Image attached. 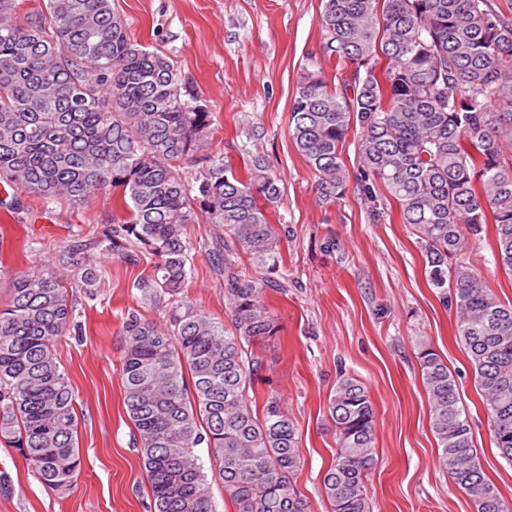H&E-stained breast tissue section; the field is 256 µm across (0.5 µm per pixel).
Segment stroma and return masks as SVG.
Listing matches in <instances>:
<instances>
[{
    "mask_svg": "<svg viewBox=\"0 0 512 512\" xmlns=\"http://www.w3.org/2000/svg\"><path fill=\"white\" fill-rule=\"evenodd\" d=\"M129 32L149 49L169 55L189 75L208 111L218 115L225 152L236 132L254 123L257 148L281 174L284 288L264 300L278 332L253 345L261 364L257 403L277 395L296 424L303 457L297 486L312 512H328L323 475L336 453L328 405L339 371L364 383L375 412L377 462L367 493L373 512H476L474 503L439 463L430 403L417 359L427 342L453 373L470 416L483 467L512 500V463L492 442L486 410L467 356L457 343L456 312L429 288L424 256L395 201L371 209L356 189L331 204L316 192L317 177L297 151L288 123L300 76L321 55V0H114ZM12 212L0 207V304L10 298L12 275L57 261L81 241L93 242L112 222V200L98 194L73 204L46 205L20 193ZM192 246L188 298L211 317L230 322L224 279L214 269L209 224L187 229ZM492 239L476 241L463 256L499 299L512 303V276L493 264ZM98 280L81 288L69 268L64 285L78 322L55 352L76 393L81 470L70 491L44 488L13 448L0 445V471L10 477L0 512H151L153 505L135 429L125 412L120 374L122 317L135 308L165 323L163 309L140 303L137 280L150 255L133 260L97 258Z\"/></svg>",
    "mask_w": 512,
    "mask_h": 512,
    "instance_id": "35a3bbf8",
    "label": "stroma"
}]
</instances>
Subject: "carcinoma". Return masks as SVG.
<instances>
[{
  "label": "carcinoma",
  "mask_w": 512,
  "mask_h": 512,
  "mask_svg": "<svg viewBox=\"0 0 512 512\" xmlns=\"http://www.w3.org/2000/svg\"><path fill=\"white\" fill-rule=\"evenodd\" d=\"M25 2L0 0V185L46 204L109 190L112 224L95 248L123 261L134 244L154 257L136 288L168 323L128 310L120 358L154 512H213L201 446L235 512H311L288 411L271 395L257 415L246 397L258 377L249 346L276 334L264 291L284 287L271 219L284 185L250 148L257 128L236 163L214 147L219 124L193 81L131 37L113 0ZM318 26L322 55L350 75L338 85L306 66L289 119L295 146L329 204L348 190L343 153L357 135L356 189L371 204L388 193L411 226L429 287L455 306L495 447L512 463V304L461 259L490 231L494 261L512 275V15L492 0H322ZM200 217L221 231L214 255L230 330L180 296L187 226ZM83 249L59 264L90 288L96 266L72 260ZM74 316L54 266L18 273L0 308V444L59 493L81 465L75 395L55 354ZM418 362L450 478L477 512H512L484 471L448 364L425 342ZM329 412L331 512H372L375 414L363 383L340 373Z\"/></svg>",
  "instance_id": "1"
}]
</instances>
